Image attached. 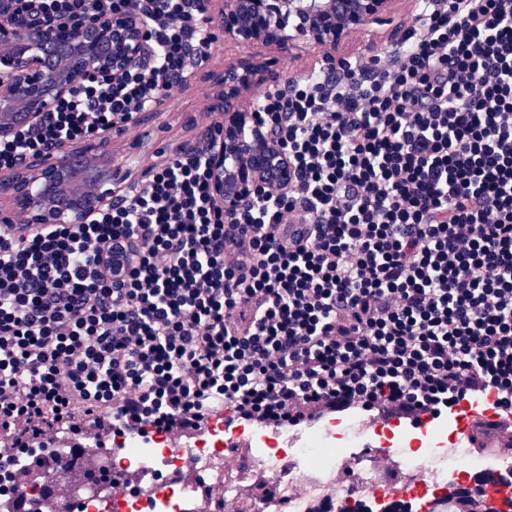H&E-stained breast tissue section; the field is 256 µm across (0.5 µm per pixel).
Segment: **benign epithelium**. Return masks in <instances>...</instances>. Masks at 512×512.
<instances>
[{
    "mask_svg": "<svg viewBox=\"0 0 512 512\" xmlns=\"http://www.w3.org/2000/svg\"><path fill=\"white\" fill-rule=\"evenodd\" d=\"M317 7L283 11L275 0H224L218 14L208 0L202 22L224 32L242 47L300 48L314 44L329 50L356 30L383 22L390 0H356L346 15L339 0H316ZM145 21L136 14L71 16L47 22L26 17L19 0H0V139L40 123L66 97L73 82L88 74L121 75L148 54ZM277 64L255 54L231 61L214 76L224 129L210 141L207 165L210 192L227 213L258 194L283 193L293 187L295 173L272 134L257 123L255 107L234 105L244 92L261 87ZM95 145L36 154L0 180L27 223L84 224L112 204L125 177L110 166L86 162Z\"/></svg>",
    "mask_w": 512,
    "mask_h": 512,
    "instance_id": "obj_1",
    "label": "benign epithelium"
}]
</instances>
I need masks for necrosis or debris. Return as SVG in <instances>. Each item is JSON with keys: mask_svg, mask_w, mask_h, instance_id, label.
Wrapping results in <instances>:
<instances>
[{"mask_svg": "<svg viewBox=\"0 0 512 512\" xmlns=\"http://www.w3.org/2000/svg\"><path fill=\"white\" fill-rule=\"evenodd\" d=\"M345 431L342 424L325 426L320 436L307 439L298 448L282 446L276 437H259L245 449L240 467L271 488V495L261 501L245 499L241 484L224 476L222 432L201 436L191 450L200 467L197 483L167 484V475L180 470L183 459L168 451L165 436L136 441L111 454L104 467L121 474L134 463L148 467L157 482L163 483L162 495L151 496L135 486L116 491L102 485L79 497V512H182V500L190 491L203 492L211 486L241 501L245 512H309V502L322 499L334 500L336 512H363L366 503L384 504L390 488L422 499L447 488L449 474L459 466L474 469L485 464L470 449L431 448L425 439L398 433L382 439L383 451L393 458L396 472L388 488L378 481L373 450L353 451L344 439Z\"/></svg>", "mask_w": 512, "mask_h": 512, "instance_id": "necrosis-or-debris-1", "label": "necrosis or debris"}]
</instances>
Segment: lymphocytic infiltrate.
I'll return each mask as SVG.
<instances>
[{
  "instance_id": "lymphocytic-infiltrate-1",
  "label": "lymphocytic infiltrate",
  "mask_w": 512,
  "mask_h": 512,
  "mask_svg": "<svg viewBox=\"0 0 512 512\" xmlns=\"http://www.w3.org/2000/svg\"><path fill=\"white\" fill-rule=\"evenodd\" d=\"M394 48L258 90L295 188L226 214L210 117L191 150L85 224L0 225V447L279 428L394 406L512 414V0H420ZM32 19L134 11L149 53L82 77L0 140V169L103 133L179 86L203 0H25ZM307 230L289 239L288 227Z\"/></svg>"
}]
</instances>
